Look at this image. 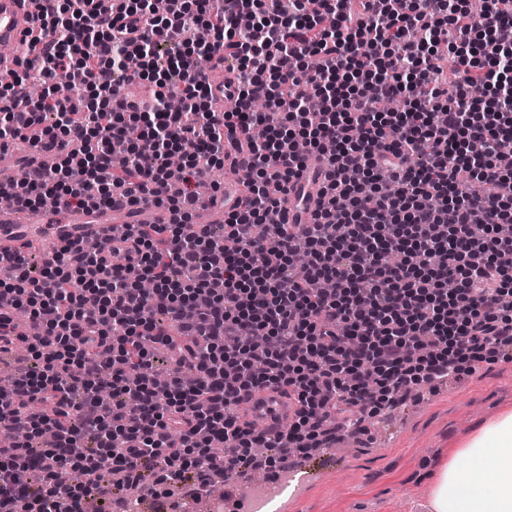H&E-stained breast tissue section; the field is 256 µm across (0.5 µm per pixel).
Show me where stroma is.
I'll list each match as a JSON object with an SVG mask.
<instances>
[{"label":"stroma","mask_w":512,"mask_h":512,"mask_svg":"<svg viewBox=\"0 0 512 512\" xmlns=\"http://www.w3.org/2000/svg\"><path fill=\"white\" fill-rule=\"evenodd\" d=\"M422 395L398 399L384 418H365L360 428L337 429L347 464L284 497L280 512H425L431 473L449 448L512 411V360L480 363Z\"/></svg>","instance_id":"obj_1"}]
</instances>
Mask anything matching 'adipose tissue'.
<instances>
[{"label": "adipose tissue", "instance_id": "adipose-tissue-1", "mask_svg": "<svg viewBox=\"0 0 512 512\" xmlns=\"http://www.w3.org/2000/svg\"><path fill=\"white\" fill-rule=\"evenodd\" d=\"M470 464L461 472L459 460ZM428 512H512V412L486 421L432 475Z\"/></svg>", "mask_w": 512, "mask_h": 512}]
</instances>
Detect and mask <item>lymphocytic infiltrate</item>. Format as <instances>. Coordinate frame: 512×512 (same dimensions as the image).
Instances as JSON below:
<instances>
[{
    "label": "lymphocytic infiltrate",
    "mask_w": 512,
    "mask_h": 512,
    "mask_svg": "<svg viewBox=\"0 0 512 512\" xmlns=\"http://www.w3.org/2000/svg\"><path fill=\"white\" fill-rule=\"evenodd\" d=\"M27 2L33 26L0 74V152L67 150L7 193L34 210L53 198L59 213L152 204L172 221L124 225L95 252L67 242L35 276L31 242L0 254V357L14 377L0 390V512H136L130 489L203 490L268 443L318 447L512 345V235L499 232L512 169L496 150L512 136V0L478 14L470 0H174L163 16L142 0L115 15L94 0ZM218 57L235 77L217 96ZM116 76L154 83L151 106L119 102ZM32 80L43 100L28 98ZM170 96L185 110L167 111ZM220 96L234 111H215ZM300 140L324 156L322 208L294 230L274 217L307 170ZM242 147L247 193L218 238L191 218L224 193L198 187ZM389 251L401 261L385 263ZM268 387L298 402L273 438L238 410Z\"/></svg>",
    "instance_id": "f902f5d3"
}]
</instances>
